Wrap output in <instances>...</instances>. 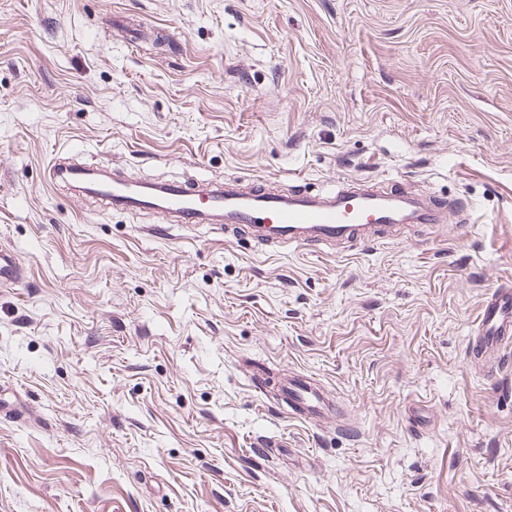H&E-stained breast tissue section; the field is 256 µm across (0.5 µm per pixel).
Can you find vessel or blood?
Returning <instances> with one entry per match:
<instances>
[{
  "label": "vessel or blood",
  "instance_id": "obj_1",
  "mask_svg": "<svg viewBox=\"0 0 512 512\" xmlns=\"http://www.w3.org/2000/svg\"><path fill=\"white\" fill-rule=\"evenodd\" d=\"M76 180L79 191L112 209L148 212L184 229L225 226L261 245H328L338 241L375 242L392 238L413 224H443L447 209L432 198H418L389 186H353L320 194L280 193L265 185L234 179L188 184L134 180L120 167L106 171L51 163L49 178ZM26 268L10 248L0 246V285L19 286ZM470 350L486 354L512 346V289H492L485 298ZM272 396L290 415L315 421L336 415L339 407L305 374L283 376Z\"/></svg>",
  "mask_w": 512,
  "mask_h": 512
}]
</instances>
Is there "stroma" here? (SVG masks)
I'll return each mask as SVG.
<instances>
[{
	"label": "stroma",
	"mask_w": 512,
	"mask_h": 512,
	"mask_svg": "<svg viewBox=\"0 0 512 512\" xmlns=\"http://www.w3.org/2000/svg\"><path fill=\"white\" fill-rule=\"evenodd\" d=\"M138 34L125 37L113 18ZM372 181L462 202L371 245L140 228L50 183ZM0 512H512V0H0ZM310 375L343 414L263 406ZM28 279L27 269L20 264L13 250L0 246V285L20 286ZM512 344V289L494 288L485 298L479 323L469 346L473 353L484 355L503 350Z\"/></svg>",
	"instance_id": "obj_1"
}]
</instances>
